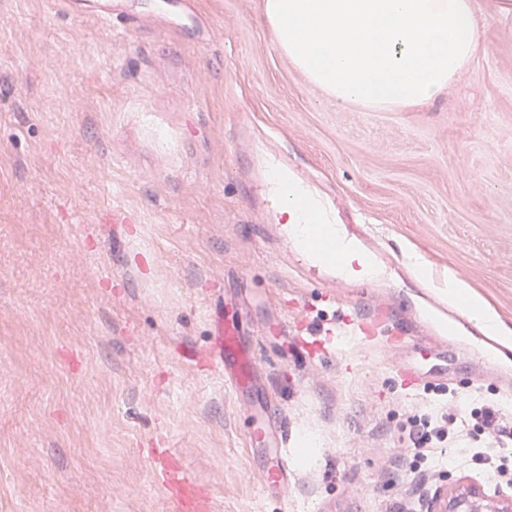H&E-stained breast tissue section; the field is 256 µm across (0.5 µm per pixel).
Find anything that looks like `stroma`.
<instances>
[{
  "mask_svg": "<svg viewBox=\"0 0 512 512\" xmlns=\"http://www.w3.org/2000/svg\"><path fill=\"white\" fill-rule=\"evenodd\" d=\"M206 44L0 0V512H179L149 451L171 449L209 512H399L415 413L512 411V357L467 356L448 382L401 387L388 349L311 366L294 321L315 288L288 276L247 210L244 118L277 136L336 221L462 284L512 345V15L479 20L482 49L429 104L336 103L294 67L263 0H198ZM134 216L131 224L122 215ZM250 307L247 341L297 442L287 500L248 449V395L204 353L221 296ZM433 460L424 512L512 506V485Z\"/></svg>",
  "mask_w": 512,
  "mask_h": 512,
  "instance_id": "1",
  "label": "stroma"
}]
</instances>
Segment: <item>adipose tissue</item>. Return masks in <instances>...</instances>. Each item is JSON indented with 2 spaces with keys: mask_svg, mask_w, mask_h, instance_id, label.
Here are the masks:
<instances>
[{
  "mask_svg": "<svg viewBox=\"0 0 512 512\" xmlns=\"http://www.w3.org/2000/svg\"><path fill=\"white\" fill-rule=\"evenodd\" d=\"M278 49L336 102H432L480 48V17L512 0H264Z\"/></svg>",
  "mask_w": 512,
  "mask_h": 512,
  "instance_id": "1",
  "label": "adipose tissue"
}]
</instances>
